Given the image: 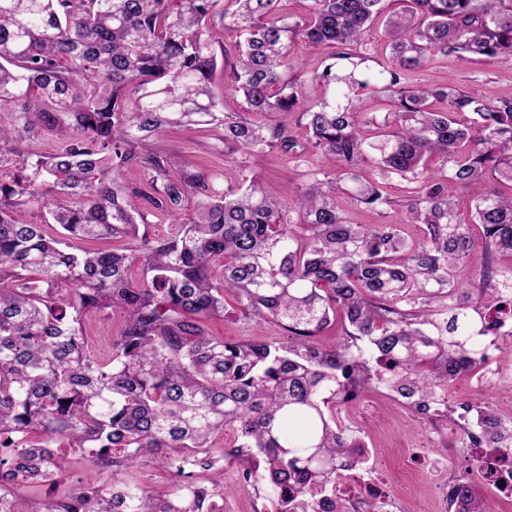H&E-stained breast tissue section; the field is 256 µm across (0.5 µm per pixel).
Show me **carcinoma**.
<instances>
[{
	"label": "carcinoma",
	"instance_id": "1",
	"mask_svg": "<svg viewBox=\"0 0 512 512\" xmlns=\"http://www.w3.org/2000/svg\"><path fill=\"white\" fill-rule=\"evenodd\" d=\"M219 2L0 0V170H16L0 180V448L10 449L0 500L65 470L57 448L87 453L107 474L25 512H223L221 459L242 463L238 488L266 485L274 512H353L336 488L366 454L359 429L339 418L355 394L381 388L446 417L448 386L484 368L491 347L512 355V288L495 262L512 256V193L496 187L512 183V98L409 81L436 55L512 60V0H398L375 67L362 40L382 0H306L300 20L288 0ZM229 29L239 34L231 47ZM296 41L332 49L309 75L333 99L301 104ZM220 64L239 111L211 90ZM370 87L385 110L369 120L371 139L357 121ZM279 112L298 113L296 127ZM195 124L223 129L237 181L145 150L165 129ZM45 138L61 147L36 157L23 147ZM273 151L304 178L292 212L247 174L250 158ZM369 160L377 180L362 176ZM133 170L139 180L123 184ZM391 178L409 185L403 223H347L340 195L389 205ZM460 191L479 244L459 218ZM191 197L199 220L183 224ZM29 208L45 209L44 222H30ZM153 217L176 230L139 233ZM102 240L112 245L82 246ZM228 296L240 317L272 319L286 340L210 335L205 322L224 315ZM115 308L124 326L99 359L83 320ZM338 317L343 338L320 347ZM458 418L461 445L479 453L454 480L452 507L485 512L477 483L494 470L512 479V417L469 400ZM228 427L236 444L213 447ZM147 454L172 471L163 496L122 485Z\"/></svg>",
	"mask_w": 512,
	"mask_h": 512
}]
</instances>
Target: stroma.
<instances>
[{
	"label": "stroma",
	"mask_w": 512,
	"mask_h": 512,
	"mask_svg": "<svg viewBox=\"0 0 512 512\" xmlns=\"http://www.w3.org/2000/svg\"><path fill=\"white\" fill-rule=\"evenodd\" d=\"M412 82L438 88L452 83L475 96L507 98L512 96V63H481L467 67H455L439 57L429 66L411 76ZM150 148L168 152L174 164H192L211 172L223 173L225 179H233L235 169L224 160V144L216 129H191L166 131L151 140ZM252 169L267 190L287 208L295 207L294 188L302 181L292 164L279 154L269 152L252 160ZM386 190L394 199V206H382L366 210L352 203H345L344 214L352 224H395L402 217L397 205L407 194L405 183L398 179L388 180ZM210 335L237 341H278L282 329L270 321H248L228 314L207 323ZM485 379L469 375L459 377L448 388L449 400L457 396L482 398L498 414H512V361L504 354L493 352L487 364ZM344 418L358 427L361 437L374 463L373 476L392 503L404 507L405 512H434L438 487L432 474L437 450L457 442L462 429L456 419L448 418L428 423L412 413L400 411L379 391H370L343 413ZM415 449L420 455L416 475L398 473L397 464L407 449ZM238 464L224 467V512H272L270 493L266 486L258 490L237 489ZM105 479L98 469L88 464L84 456L70 453L69 466L56 475L54 482L36 483L22 489L21 494L30 501H43L76 483L96 485Z\"/></svg>",
	"instance_id": "stroma-1"
}]
</instances>
